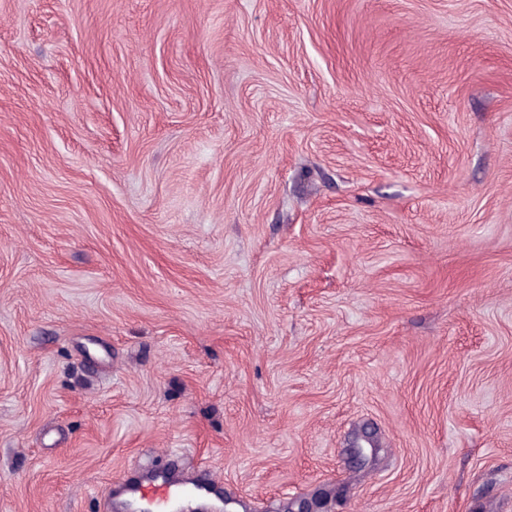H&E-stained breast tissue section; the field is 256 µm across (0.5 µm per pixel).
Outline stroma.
Wrapping results in <instances>:
<instances>
[{"label": "stroma", "instance_id": "obj_1", "mask_svg": "<svg viewBox=\"0 0 512 512\" xmlns=\"http://www.w3.org/2000/svg\"><path fill=\"white\" fill-rule=\"evenodd\" d=\"M512 512V0H0V512ZM191 484L195 491L192 494V505L194 510L203 512H215L208 510H220L222 506L216 503H210L207 499V493L202 485L192 483H182L174 480L166 472H158L151 476L147 485L134 484L129 486V501L140 504L147 512H176L183 505L187 504V498L190 495H182L180 489L175 486H185ZM192 502V503H193Z\"/></svg>", "mask_w": 512, "mask_h": 512}]
</instances>
